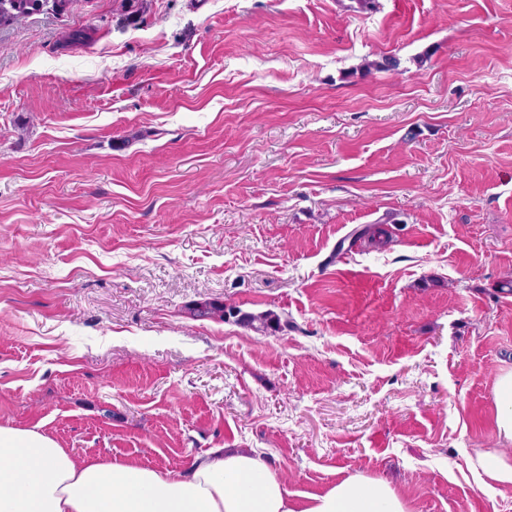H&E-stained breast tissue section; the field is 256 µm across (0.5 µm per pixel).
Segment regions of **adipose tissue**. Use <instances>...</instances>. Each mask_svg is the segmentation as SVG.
<instances>
[{
	"instance_id": "1",
	"label": "adipose tissue",
	"mask_w": 512,
	"mask_h": 512,
	"mask_svg": "<svg viewBox=\"0 0 512 512\" xmlns=\"http://www.w3.org/2000/svg\"><path fill=\"white\" fill-rule=\"evenodd\" d=\"M0 512H409L381 478L348 477L302 506L252 448H215L180 471L71 456L50 435L0 425Z\"/></svg>"
}]
</instances>
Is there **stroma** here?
Listing matches in <instances>:
<instances>
[{
    "label": "stroma",
    "instance_id": "obj_1",
    "mask_svg": "<svg viewBox=\"0 0 512 512\" xmlns=\"http://www.w3.org/2000/svg\"><path fill=\"white\" fill-rule=\"evenodd\" d=\"M354 3L0 26V424L172 471L254 448L292 500L360 474L512 512L477 462L508 446L512 0ZM205 299L288 326L188 318ZM494 402L497 434L512 441V370L499 375L494 387Z\"/></svg>",
    "mask_w": 512,
    "mask_h": 512
}]
</instances>
